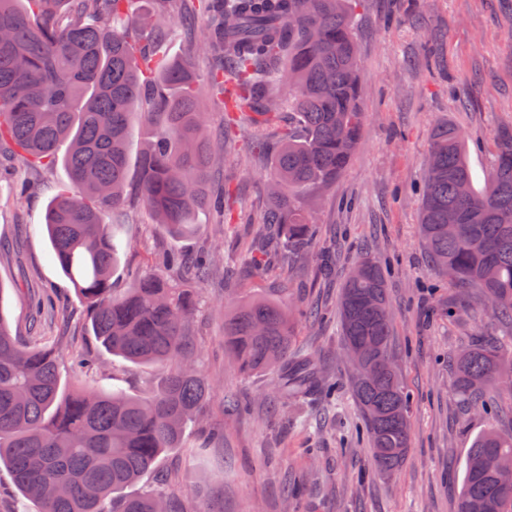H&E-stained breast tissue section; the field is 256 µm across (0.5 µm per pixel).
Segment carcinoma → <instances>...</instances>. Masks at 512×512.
Masks as SVG:
<instances>
[{"mask_svg": "<svg viewBox=\"0 0 512 512\" xmlns=\"http://www.w3.org/2000/svg\"><path fill=\"white\" fill-rule=\"evenodd\" d=\"M0 0V145L35 168L62 164L71 189L52 197L44 228L54 260L88 309L93 335L112 355L160 369L149 397L61 385L57 351L12 335L0 312V464L37 512H155L171 497L124 490L157 457L181 447L188 423L203 414L211 382L194 363L195 289L224 269L212 247L161 254L156 267L112 287L119 262L115 225L106 216L138 203L166 233L195 235L204 210L214 224L232 222L224 197L207 190L223 168L228 144L205 123V92L224 96L232 120L253 103L258 131L248 148H264L263 131L281 129L268 178L262 232L283 257L308 251L316 235L303 200L336 185L358 149L365 112L350 0H198L202 36L190 51L166 58V40L186 0ZM216 63L208 86L196 68ZM288 87L283 97L281 87ZM144 102L151 136L130 185L128 138ZM422 185L420 228L438 274L477 288L486 307L512 332V130L498 134L493 175L472 188L463 134L439 124L431 135ZM385 272L369 257L345 281L339 318L355 369L351 387L377 471L400 468L409 448L413 399L391 342ZM295 311L288 299L243 295L224 310V348L243 376L277 372L283 401L332 386L309 354L294 348ZM455 394L488 411V389L512 370V350L476 342L453 356ZM512 456V433L487 430L465 461L457 512H512L497 464Z\"/></svg>", "mask_w": 512, "mask_h": 512, "instance_id": "carcinoma-1", "label": "carcinoma"}]
</instances>
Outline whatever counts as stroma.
I'll use <instances>...</instances> for the list:
<instances>
[{
  "instance_id": "1",
  "label": "stroma",
  "mask_w": 512,
  "mask_h": 512,
  "mask_svg": "<svg viewBox=\"0 0 512 512\" xmlns=\"http://www.w3.org/2000/svg\"><path fill=\"white\" fill-rule=\"evenodd\" d=\"M353 23L366 113L361 142L310 210L319 246L334 255L329 274H319L312 252L287 262L272 254L263 270L251 268L248 256L264 249L256 224L267 205L272 156L245 150L253 127L245 117L225 127L217 102L207 103L206 120L212 130H227L230 149L209 183L229 189L241 223L220 232L204 212L199 234L175 240L142 211L121 227L114 287H125L128 270H149L162 249L190 253L210 244L231 269L197 287L195 351L212 384L204 419L188 427L181 448L157 458L129 495L164 485L177 512H456L474 437L512 430V382L494 390L495 408L486 415L464 411L453 393L449 356L477 341L502 340L504 331L479 313L474 289L435 274L419 229L434 126L447 121L463 132L478 189L493 172L499 132L512 127V0H357ZM21 180L30 184L24 198L14 191ZM66 181L63 166L34 172L0 153V309L14 334L36 331L65 356L94 354L99 364L83 374L86 385L148 395L157 382L154 366L101 348L52 258L41 224ZM366 255L388 267L393 348L414 399L408 452L389 477L376 473L372 451L358 437L338 322L341 288ZM236 289L290 295L317 309L318 319L296 324V344L314 356L320 375L335 379L333 401L316 395L284 404L273 374L236 373L224 350L222 315ZM443 299L455 303L457 316L427 318ZM228 400L238 409H225ZM204 438L209 445L197 453Z\"/></svg>"
}]
</instances>
